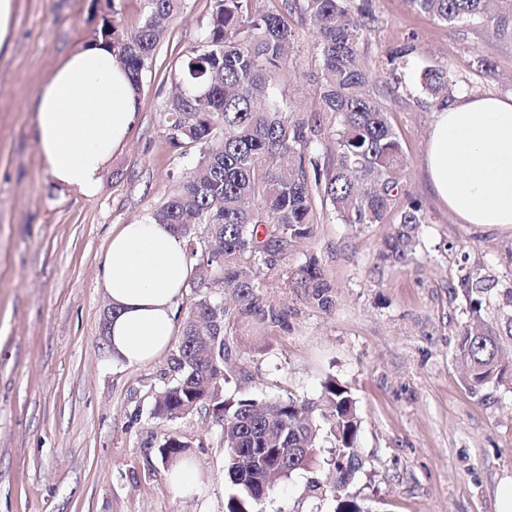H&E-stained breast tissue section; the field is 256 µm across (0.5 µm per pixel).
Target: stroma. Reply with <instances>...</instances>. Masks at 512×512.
I'll list each match as a JSON object with an SVG mask.
<instances>
[{
    "instance_id": "obj_1",
    "label": "stroma",
    "mask_w": 512,
    "mask_h": 512,
    "mask_svg": "<svg viewBox=\"0 0 512 512\" xmlns=\"http://www.w3.org/2000/svg\"><path fill=\"white\" fill-rule=\"evenodd\" d=\"M104 0H16L12 38L0 50V512H225L224 437L208 407L162 421L156 392L173 383L170 353L138 366L107 364L108 301L98 270L112 232L177 191L198 149L169 139L166 106L186 50L206 33L212 0H183L144 71L135 125L88 199L55 185L41 161L31 102L59 61L94 41ZM294 64L278 97L311 138L308 178L336 163V120L320 94L313 28L282 0ZM371 22L357 61L386 107L407 166L404 193L422 203L413 262L381 258L386 224H344L311 186L312 231L263 252L251 302L218 273L191 276L178 303L186 319L204 294L224 304L227 394L314 400L335 377L353 393L364 467L350 486L371 512H496L512 478V390L473 395L461 382L458 333L469 322L462 271L486 278L482 317L498 320L512 289V227L463 224L435 195L426 167L436 106L418 71L446 68L461 91L512 94V42L481 23L449 27L407 0H349ZM410 50L401 82L393 57ZM488 60L492 72L481 69ZM173 433L190 446L197 485L176 489L159 446ZM279 482L262 512H332L328 449Z\"/></svg>"
}]
</instances>
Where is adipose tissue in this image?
<instances>
[{
	"instance_id": "ef3b65f1",
	"label": "adipose tissue",
	"mask_w": 512,
	"mask_h": 512,
	"mask_svg": "<svg viewBox=\"0 0 512 512\" xmlns=\"http://www.w3.org/2000/svg\"><path fill=\"white\" fill-rule=\"evenodd\" d=\"M35 135L58 185L92 197L138 111L137 92L111 49L73 50L39 88ZM427 166L433 187L464 224L512 226V95L457 94L437 111ZM193 271L185 238L143 218L113 232L98 283L114 313L108 359L147 363L174 340V308Z\"/></svg>"
}]
</instances>
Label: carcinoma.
I'll use <instances>...</instances> for the list:
<instances>
[{
    "instance_id": "cac0c4a2",
    "label": "carcinoma",
    "mask_w": 512,
    "mask_h": 512,
    "mask_svg": "<svg viewBox=\"0 0 512 512\" xmlns=\"http://www.w3.org/2000/svg\"><path fill=\"white\" fill-rule=\"evenodd\" d=\"M182 0H144V18L136 31L117 34L105 18L95 37L112 47L134 85L165 36L164 22ZM254 0H213L202 44L186 51L181 90L167 105L171 140L177 146L201 148V157L179 193L151 213L187 242L196 257L190 226L204 224L215 234L217 250L198 267L217 265L224 287L241 300H251L259 254L271 245L284 247L311 231L312 199L305 156L310 140L303 123L291 121L278 104L274 88L278 72L293 63L292 34L280 14L259 13ZM416 10L454 26L481 20L501 39L512 40V0H408ZM300 8L316 27L323 58L321 97L336 125V166L316 178L323 198L343 224H385L393 230L383 242V258L405 264L414 259L419 229L428 223L420 202H397L400 174L406 167L398 136L383 104L368 94L366 73L357 64V47L365 23L347 0H284L286 12ZM418 84L439 106L448 104L457 83L443 67L428 66ZM224 129V145L209 150L215 130ZM269 239H258L260 230ZM472 317L480 316L482 280L461 275ZM214 314L207 296L197 299L186 317L171 358L174 384L155 395L154 413L171 420L207 402L222 423L224 469L231 481L225 512H256L258 499L274 484L305 468L312 452L331 445L336 481L333 512H369L349 486L363 461L357 446L361 421L356 400L334 378L322 384L319 400L266 402L247 396L221 398L228 381L224 365V322L198 337L196 323ZM512 317L506 332L492 324L467 326L458 335L456 353L464 362L461 382L471 392L484 387L512 388ZM189 445L169 434L160 446L162 459L176 463L188 457Z\"/></svg>"
}]
</instances>
